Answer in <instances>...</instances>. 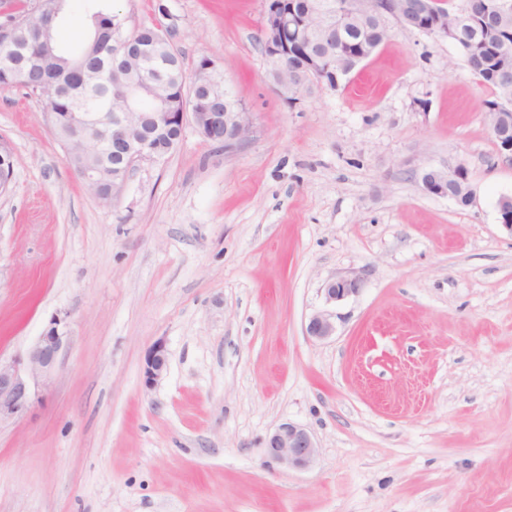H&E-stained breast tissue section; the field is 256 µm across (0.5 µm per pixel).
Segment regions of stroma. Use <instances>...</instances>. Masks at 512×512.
I'll use <instances>...</instances> for the list:
<instances>
[{"mask_svg": "<svg viewBox=\"0 0 512 512\" xmlns=\"http://www.w3.org/2000/svg\"><path fill=\"white\" fill-rule=\"evenodd\" d=\"M160 25L187 75L211 58L248 114L236 150L193 122L89 191L42 100L0 89V357L55 315L52 389L0 425V512H512V158L494 96L448 40L391 23L336 90L274 92L264 0H110ZM465 163L473 201L421 173ZM360 275L330 306L323 284ZM330 311L335 336H307ZM167 372L145 388L150 347ZM306 427L304 470L270 460ZM265 451L269 458L289 468L306 469L317 455V445L311 433L303 426L283 423L268 437Z\"/></svg>", "mask_w": 512, "mask_h": 512, "instance_id": "obj_1", "label": "stroma"}]
</instances>
